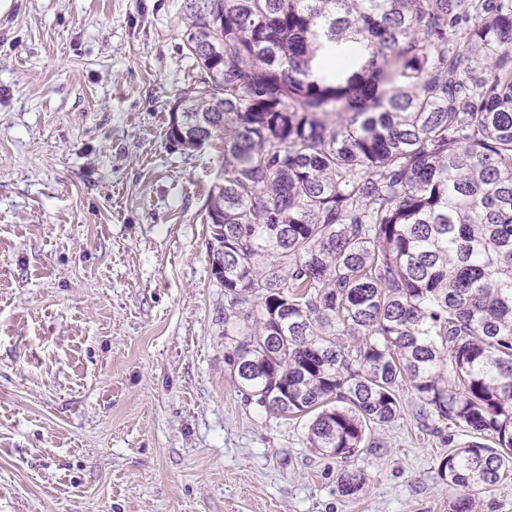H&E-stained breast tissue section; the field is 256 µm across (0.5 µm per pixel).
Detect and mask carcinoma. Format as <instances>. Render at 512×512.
I'll return each mask as SVG.
<instances>
[{
	"instance_id": "obj_1",
	"label": "carcinoma",
	"mask_w": 512,
	"mask_h": 512,
	"mask_svg": "<svg viewBox=\"0 0 512 512\" xmlns=\"http://www.w3.org/2000/svg\"><path fill=\"white\" fill-rule=\"evenodd\" d=\"M182 12L198 80L166 139L200 148L204 118L223 171L205 213L237 387L346 462L410 385L423 425L472 434L438 475L448 512H479L512 476V0ZM362 482L345 469L339 491Z\"/></svg>"
}]
</instances>
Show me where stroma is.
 <instances>
[{"label": "stroma", "instance_id": "1", "mask_svg": "<svg viewBox=\"0 0 512 512\" xmlns=\"http://www.w3.org/2000/svg\"><path fill=\"white\" fill-rule=\"evenodd\" d=\"M181 5L0 16V512H448L462 429L406 413L344 463L236 387L203 209L219 168L166 140L197 78Z\"/></svg>", "mask_w": 512, "mask_h": 512}]
</instances>
